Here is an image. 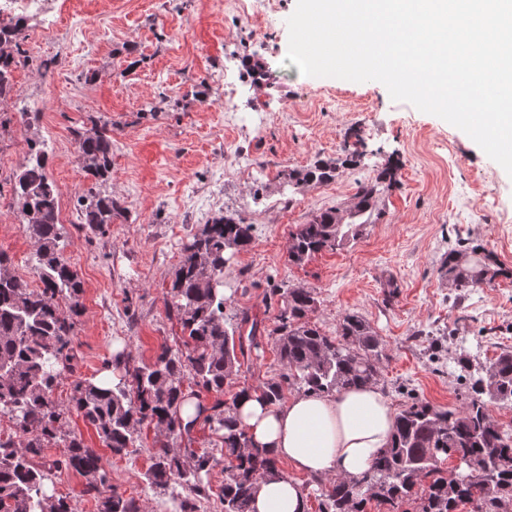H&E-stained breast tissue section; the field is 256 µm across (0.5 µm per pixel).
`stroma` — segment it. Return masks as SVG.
<instances>
[{
    "label": "stroma",
    "instance_id": "35a3bbf8",
    "mask_svg": "<svg viewBox=\"0 0 512 512\" xmlns=\"http://www.w3.org/2000/svg\"><path fill=\"white\" fill-rule=\"evenodd\" d=\"M70 66L59 104L37 125L0 130V251L14 272L39 286L33 248L11 205L13 175L29 138L45 140L60 190L65 258L83 283L74 337L76 372L98 376L121 348L152 363L183 334L168 317L179 243L213 213L255 227L247 250L224 269V325L258 324L259 350L225 397L278 377L268 336L276 288H305L310 319L335 334L345 314L365 318L386 345L379 386L394 409L412 400L458 408L467 400L458 363L491 364L512 347V176L463 131L391 99L377 81L300 74L287 62V20L277 11L243 14L238 0H57ZM265 67L254 79L246 61ZM232 96L233 111L224 98ZM112 124V169L102 188L126 209L105 234L82 229L70 193L84 178L72 127ZM335 160L333 180L297 192L282 170ZM398 165V188L379 195L362 234L343 248L289 261L291 236L318 212L349 217L360 183ZM479 249L493 277L457 291L441 268L457 245ZM71 383L54 398L68 432L102 455L112 484L145 512H171V493L148 485L155 431L143 427L134 453L115 456L74 411Z\"/></svg>",
    "mask_w": 512,
    "mask_h": 512
}]
</instances>
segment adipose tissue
<instances>
[{"mask_svg":"<svg viewBox=\"0 0 512 512\" xmlns=\"http://www.w3.org/2000/svg\"><path fill=\"white\" fill-rule=\"evenodd\" d=\"M395 410L377 386L333 394L302 393L270 404L248 392L234 410L254 447L293 469L316 476H362L387 448ZM255 512H306L300 483L287 475L265 478Z\"/></svg>","mask_w":512,"mask_h":512,"instance_id":"obj_1","label":"adipose tissue"}]
</instances>
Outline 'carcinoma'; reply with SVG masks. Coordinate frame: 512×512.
<instances>
[{"label": "carcinoma", "mask_w": 512, "mask_h": 512, "mask_svg": "<svg viewBox=\"0 0 512 512\" xmlns=\"http://www.w3.org/2000/svg\"><path fill=\"white\" fill-rule=\"evenodd\" d=\"M23 27L20 19L0 28V98L16 94L12 63L22 51ZM71 134L85 177L97 185L107 181L112 124L94 121L90 127L72 128ZM48 162L44 149L29 150L13 186V204L31 241L41 286L34 288L16 275L10 258L0 251V415H8L17 427L0 438V512H73L66 498L47 493L46 482L62 471H75L85 479L84 493L97 499L98 512H142L135 499L123 497L109 484L97 451L65 431L66 412L53 393L69 376L73 408L113 454L130 453L139 427L154 425L158 448L145 478L159 488L173 483L196 496L207 494L218 459L192 451L185 461L170 442L190 435L200 420L208 424L224 448V512H252L260 481L279 469L276 460L252 448L235 422L233 410L248 389L236 392L229 405L216 400L209 413L188 423L178 408L188 394H224V386L238 372L245 350L243 341L224 326V266L228 253L251 245L254 225L219 212L181 243L167 314L175 316L187 336L186 350L164 347L150 365H139L132 354L119 352L112 363L122 375L112 386L102 387L93 377H74L73 336L82 313L83 284L62 255L60 191L49 177ZM335 176L336 163L323 159L300 171L279 173L297 191ZM397 185V169H382L374 180L359 185L351 216L373 211L378 195ZM76 202L84 228L93 235L105 234L107 225L125 212L117 199L99 190H89ZM363 227L342 223L332 209L317 213L293 234L288 259L302 262L323 250H337L361 235ZM442 264L457 289L477 286L489 274L475 250L451 249ZM275 294L280 305L268 336L284 373L257 387L264 400L279 403L292 389L332 394L379 381L383 343L362 316L344 315L336 335L330 336L309 318L317 306L312 292L277 288ZM460 366L470 381L468 401L459 409L426 402L401 409L389 447L361 478L338 476L322 488L320 512H365L373 500L393 509L411 500L419 512H456L466 504L472 512H491L492 501L512 500V431L495 421L489 409L493 403L512 404V350H503L483 369L467 359ZM187 383L198 390L186 391ZM57 439L65 441V451L51 458L46 449ZM448 458L457 464L444 477L439 463Z\"/></svg>", "instance_id": "obj_1"}]
</instances>
